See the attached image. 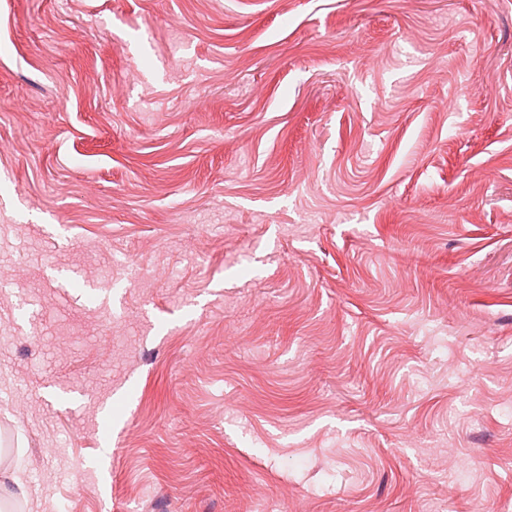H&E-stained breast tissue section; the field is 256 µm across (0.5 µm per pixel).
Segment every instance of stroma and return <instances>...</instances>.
I'll use <instances>...</instances> for the list:
<instances>
[{
	"label": "stroma",
	"instance_id": "1",
	"mask_svg": "<svg viewBox=\"0 0 512 512\" xmlns=\"http://www.w3.org/2000/svg\"><path fill=\"white\" fill-rule=\"evenodd\" d=\"M20 512H512V0H0Z\"/></svg>",
	"mask_w": 512,
	"mask_h": 512
}]
</instances>
